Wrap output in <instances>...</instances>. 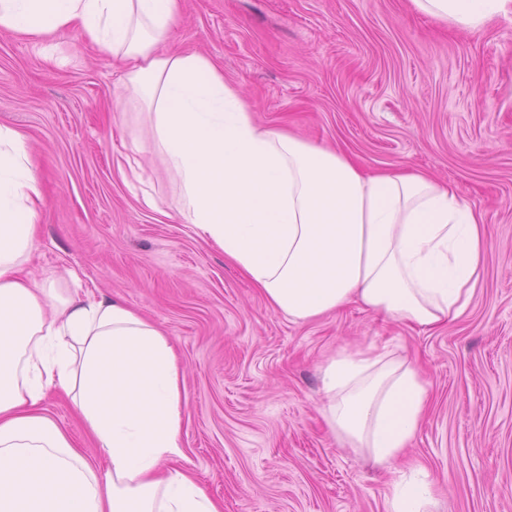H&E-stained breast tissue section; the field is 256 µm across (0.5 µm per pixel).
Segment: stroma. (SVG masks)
Masks as SVG:
<instances>
[{
  "mask_svg": "<svg viewBox=\"0 0 512 512\" xmlns=\"http://www.w3.org/2000/svg\"><path fill=\"white\" fill-rule=\"evenodd\" d=\"M167 47L218 63L264 126L368 170L453 184L484 220L485 273L467 311L424 330L353 304L312 321L271 310L170 213L160 161L117 130L125 63L85 51L75 29L40 45L0 28V125L26 134L44 193L31 269L59 277L61 295L101 292L164 329L185 375V466L224 512H385L415 465L433 512H512V14L462 31L410 0H182ZM131 156L147 180H122ZM368 345L412 361L429 391L390 464L346 445L319 412L326 361ZM44 406L95 456L70 400Z\"/></svg>",
  "mask_w": 512,
  "mask_h": 512,
  "instance_id": "1",
  "label": "stroma"
}]
</instances>
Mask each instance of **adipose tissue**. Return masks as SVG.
Returning a JSON list of instances; mask_svg holds the SVG:
<instances>
[{
    "mask_svg": "<svg viewBox=\"0 0 512 512\" xmlns=\"http://www.w3.org/2000/svg\"><path fill=\"white\" fill-rule=\"evenodd\" d=\"M478 29L512 0H411ZM180 0H0V27L41 40L76 29L126 63L129 101L171 206L224 252L274 311L314 319L355 302L424 329L462 316L484 268L483 221L448 183L368 171L347 153L255 120L208 57L164 53ZM40 175L26 136L0 126V512H223L183 459V373L166 333L122 302L58 292L29 269ZM70 397L92 461L44 408ZM322 414L351 447L399 460L428 403L414 366L378 347L323 369ZM421 470L394 483L386 512H431Z\"/></svg>",
    "mask_w": 512,
    "mask_h": 512,
    "instance_id": "adipose-tissue-1",
    "label": "adipose tissue"
}]
</instances>
